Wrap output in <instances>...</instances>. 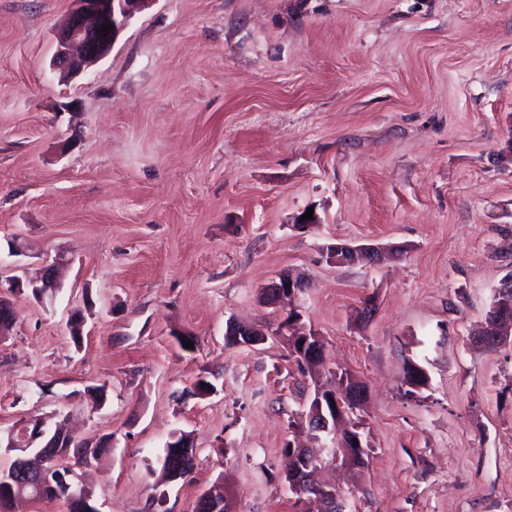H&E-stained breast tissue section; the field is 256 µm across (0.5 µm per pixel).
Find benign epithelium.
<instances>
[{
    "instance_id": "7a95c632",
    "label": "benign epithelium",
    "mask_w": 512,
    "mask_h": 512,
    "mask_svg": "<svg viewBox=\"0 0 512 512\" xmlns=\"http://www.w3.org/2000/svg\"><path fill=\"white\" fill-rule=\"evenodd\" d=\"M76 7L65 24L55 33L56 51L53 57V68L65 78L83 72L90 65L101 60L112 49L119 34L126 28L130 20L149 0H74ZM110 24L112 30L103 33L104 24ZM395 246L351 245L336 242L325 248V257L337 265L365 264L379 266L398 255ZM63 263L55 261L44 267L39 280L29 282L37 297L51 294V290L60 288V270ZM303 278L287 271L279 273L270 283L259 291V299L270 306H277L285 299H294L305 290ZM512 281L507 279L498 285L496 301L490 307L479 341L485 345L501 346L512 335ZM275 335L287 341L291 356L305 370L315 371L323 363L322 344L316 332L306 330L298 333L294 329V319L285 318L278 325ZM224 336L232 346H254L264 340V333L249 326L228 320L225 324ZM367 398L365 386L355 377L347 376L340 392H335L314 385L309 407V427L314 438L336 446V455L348 465L361 467L365 460L366 449L358 429L345 428L336 434V425L345 420V408L348 405L357 407ZM74 442L72 436L62 428L45 429V425H34L27 442L23 445L13 441L8 447L19 450L12 480L0 478L5 484L0 492V512H10L12 502L18 500L14 484L21 483L27 477V463L36 461L40 464L48 462V451L53 448H68ZM174 448L183 449L178 472H173L170 479L177 480L181 473L193 468L195 456L188 439H179L174 434L169 442ZM286 455L291 458V466L285 475L288 488L299 495V503H305V497H314L325 504L324 512H345V505L336 490L320 486L314 482V459L302 448L289 446ZM68 487V504L70 512H93L91 494L84 487L81 478L73 477L66 483Z\"/></svg>"
}]
</instances>
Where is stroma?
Instances as JSON below:
<instances>
[{"instance_id": "1", "label": "stroma", "mask_w": 512, "mask_h": 512, "mask_svg": "<svg viewBox=\"0 0 512 512\" xmlns=\"http://www.w3.org/2000/svg\"><path fill=\"white\" fill-rule=\"evenodd\" d=\"M72 8L0 0V274L66 263L54 295L10 297L0 468L9 436L64 422L111 443L84 473L98 512H194L219 483L234 512H297L283 446L347 373L367 462L322 449L317 478L350 512H512V343L475 339L512 274V0H149L64 81ZM336 242L403 253L336 265ZM284 270L309 282L316 380L258 298ZM231 318L265 340L226 346ZM177 431L196 462L167 484Z\"/></svg>"}]
</instances>
